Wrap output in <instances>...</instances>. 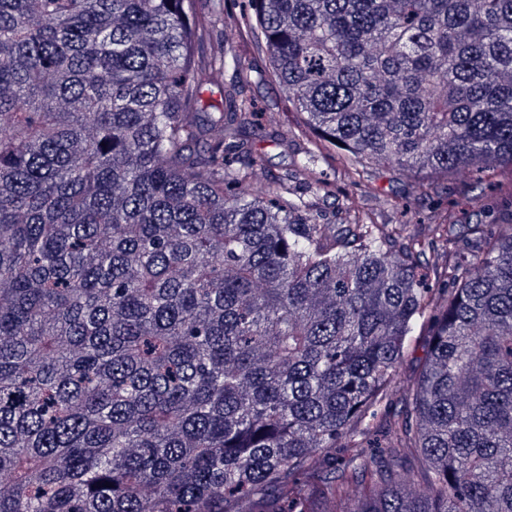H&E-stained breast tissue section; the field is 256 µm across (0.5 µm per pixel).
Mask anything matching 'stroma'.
Segmentation results:
<instances>
[{
	"label": "stroma",
	"instance_id": "35a3bbf8",
	"mask_svg": "<svg viewBox=\"0 0 512 512\" xmlns=\"http://www.w3.org/2000/svg\"><path fill=\"white\" fill-rule=\"evenodd\" d=\"M196 13L204 19L195 45V58L200 67H207L218 51L219 34L232 29L234 37L228 49L241 55L247 66V83L259 109V120L267 128V136L254 145L264 159L266 175L282 174L291 169L298 152L314 148L315 136L303 126L299 115L287 102L267 68L265 57L249 33L248 0H196ZM321 181L305 186L301 194L312 210L332 217L333 206L347 204L354 210L371 212L379 222L406 221L420 223L428 212L455 210L462 223L479 224L489 220L488 209L505 204L494 178H477L469 170L459 172L450 182L441 183L429 195L416 196L411 183L388 167H378L354 175L342 157L332 149H324Z\"/></svg>",
	"mask_w": 512,
	"mask_h": 512
}]
</instances>
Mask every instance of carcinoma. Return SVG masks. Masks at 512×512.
<instances>
[{
    "label": "carcinoma",
    "mask_w": 512,
    "mask_h": 512,
    "mask_svg": "<svg viewBox=\"0 0 512 512\" xmlns=\"http://www.w3.org/2000/svg\"><path fill=\"white\" fill-rule=\"evenodd\" d=\"M249 2L349 166L512 187V0ZM194 4L0 0V512H512V197L331 222L311 150L256 185Z\"/></svg>",
    "instance_id": "carcinoma-1"
}]
</instances>
